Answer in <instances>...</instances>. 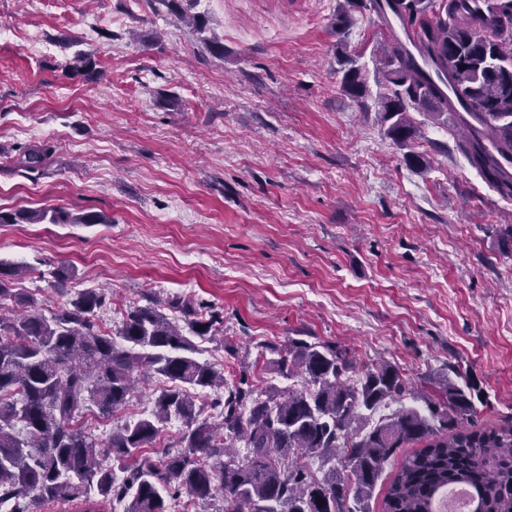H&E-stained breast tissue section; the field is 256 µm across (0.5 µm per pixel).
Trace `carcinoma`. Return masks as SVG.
Wrapping results in <instances>:
<instances>
[{
	"instance_id": "cac0c4a2",
	"label": "carcinoma",
	"mask_w": 512,
	"mask_h": 512,
	"mask_svg": "<svg viewBox=\"0 0 512 512\" xmlns=\"http://www.w3.org/2000/svg\"><path fill=\"white\" fill-rule=\"evenodd\" d=\"M464 2L396 0L438 80L391 37L373 48L371 71L358 56L340 54L343 90L363 99L374 82L385 134L398 143L415 136L411 109L450 125L470 166L512 199V11L500 0H483L498 23L480 36L461 11ZM69 68L97 71L94 53H76ZM440 82L453 88L464 111H455ZM52 154L50 145L28 149L21 167L35 173ZM46 218L105 223L98 212L0 210V224ZM23 273L0 262V505L9 512L52 502L99 512L114 500L125 503V512H169L166 500L183 494L192 501L220 498L224 512H372L375 487L397 458L382 512H433L437 493L456 485L471 489L472 512H512V421L477 426L467 384L447 378L425 399L426 414L402 408L378 418L406 393L395 368L371 370L352 386L347 350L292 338L271 365L305 385H274L260 395L245 378L229 381L194 357L193 338L215 337L217 319L204 307L172 304L185 314L182 325L152 305L136 306L117 329L118 343L97 323L104 292L82 290L48 317L30 310L27 296L13 288ZM7 300L15 308H6ZM149 376L168 381L149 415L105 440L79 422L91 404L109 417ZM199 389L225 393L216 402L220 423L199 421ZM173 419L182 423L180 449L157 459L145 455ZM414 443L423 447L402 453ZM238 448L247 449L245 459ZM308 458L321 461V474L309 469ZM338 461L349 471L347 482Z\"/></svg>"
}]
</instances>
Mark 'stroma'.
<instances>
[{
  "instance_id": "1",
  "label": "stroma",
  "mask_w": 512,
  "mask_h": 512,
  "mask_svg": "<svg viewBox=\"0 0 512 512\" xmlns=\"http://www.w3.org/2000/svg\"><path fill=\"white\" fill-rule=\"evenodd\" d=\"M345 0H187L204 31L149 0H0V209L98 211L102 224H0V261L33 310L73 290L124 311L191 300L218 314L220 342L199 360L258 388L286 381L270 362L289 339L347 349L364 373L392 365L403 407L457 369L483 424L512 420V199L421 113L397 144L376 96L343 91L336 51H371L384 32ZM222 45L211 54L207 43ZM93 52L92 76L71 74ZM54 148L25 174L24 150ZM427 156L421 170L408 152ZM148 378L100 435L151 412Z\"/></svg>"
}]
</instances>
